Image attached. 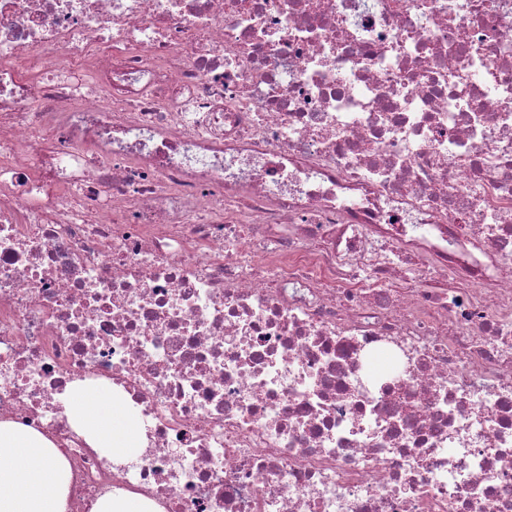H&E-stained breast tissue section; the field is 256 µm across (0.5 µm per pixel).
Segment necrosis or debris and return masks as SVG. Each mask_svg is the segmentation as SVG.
I'll return each mask as SVG.
<instances>
[{
	"label": "necrosis or debris",
	"instance_id": "necrosis-or-debris-1",
	"mask_svg": "<svg viewBox=\"0 0 512 512\" xmlns=\"http://www.w3.org/2000/svg\"><path fill=\"white\" fill-rule=\"evenodd\" d=\"M5 420L67 512H512V0H0ZM66 415L98 452L110 456L136 453L137 423L124 406L109 397L77 390L66 405ZM93 512H154L157 510L148 509L147 501L139 495L129 494L127 496L112 497L108 493L98 499Z\"/></svg>",
	"mask_w": 512,
	"mask_h": 512
}]
</instances>
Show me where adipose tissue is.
<instances>
[{"label": "adipose tissue", "instance_id": "obj_1", "mask_svg": "<svg viewBox=\"0 0 512 512\" xmlns=\"http://www.w3.org/2000/svg\"><path fill=\"white\" fill-rule=\"evenodd\" d=\"M66 414L98 452L136 453L137 423L109 397L76 391ZM68 494L69 464L63 453L40 432L0 421V512H66Z\"/></svg>", "mask_w": 512, "mask_h": 512}]
</instances>
